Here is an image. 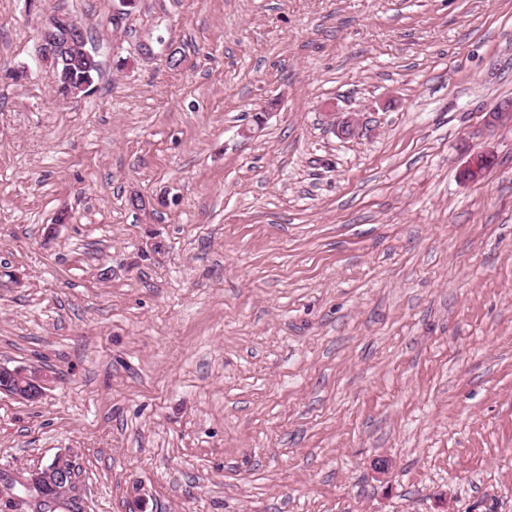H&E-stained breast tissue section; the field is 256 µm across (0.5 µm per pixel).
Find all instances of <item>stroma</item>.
I'll use <instances>...</instances> for the list:
<instances>
[{"instance_id":"obj_1","label":"stroma","mask_w":512,"mask_h":512,"mask_svg":"<svg viewBox=\"0 0 512 512\" xmlns=\"http://www.w3.org/2000/svg\"><path fill=\"white\" fill-rule=\"evenodd\" d=\"M42 3L102 75L0 0V512H512V0ZM54 28L57 29L56 36H54L55 44H57V54L55 62L50 63V70L52 71L54 78L60 82L70 81L74 84L75 91L74 96L84 94L86 90L80 88V84L88 83L89 88L94 84L96 78L101 75L100 72V61L96 55L95 50L89 44L90 57L85 54H89L88 50L84 48L88 41L84 28L72 18L63 16L59 10L44 11V15L40 26L38 28L39 36V61L41 64L47 67L49 60L43 59V57H52L55 49L45 40L48 33ZM65 28V29H64ZM66 34V40H65ZM67 43L71 47H76L83 53L73 52L70 49L65 48L64 44ZM55 80L54 92L57 98L67 100L73 98L69 91L67 83H59ZM87 84L83 88L88 87ZM0 391L7 393L10 389V395L14 398L24 401H34L40 399L48 388L51 378L46 370L37 364L28 366H17L9 368L0 366ZM62 459H69L70 465L67 466ZM71 456L67 454H58L52 463L44 466L43 468L33 469L27 472L19 479L20 485L25 489L28 494H33L36 497L35 501L42 504V508L54 506L65 500L70 495V487L72 484V467ZM46 492V495L42 494ZM64 502V501H63Z\"/></svg>"}]
</instances>
